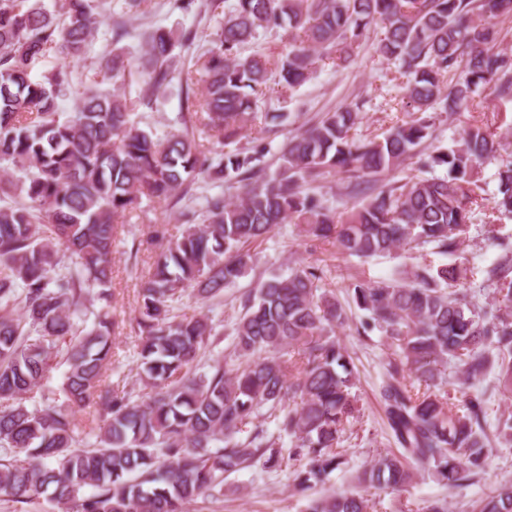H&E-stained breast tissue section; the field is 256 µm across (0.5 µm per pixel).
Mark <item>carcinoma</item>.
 I'll list each match as a JSON object with an SVG mask.
<instances>
[{
    "mask_svg": "<svg viewBox=\"0 0 512 512\" xmlns=\"http://www.w3.org/2000/svg\"><path fill=\"white\" fill-rule=\"evenodd\" d=\"M98 8L99 0H53L51 8L0 0V200L9 199L0 205V496L27 504L46 495L59 512H187L258 462L267 470L305 462L303 491L325 482L361 409L353 358L334 336L345 309L336 296L316 294L323 270L273 273L245 293L231 352L204 371L214 328L205 315L176 316L175 305L188 290L203 303L222 297L252 269L250 246L280 224H299L360 259L429 244L453 254L472 214L484 210L479 170L493 160L486 233L501 253L480 285L493 303L478 300L457 262L417 264L349 288L362 311L358 333L377 331L392 349L380 395L398 452L378 454L362 474L364 489H402L418 466L450 490L483 472L491 442L512 445V412L490 425L487 403L469 393L495 370L512 394V242L493 224L512 215V151L489 118L446 149L421 146L439 113L458 114L484 89L512 100V54L495 49L493 23L512 14V0H235L190 70L176 49L195 34L150 28L137 66L146 91L178 77L184 93L180 130L164 135L132 119L144 100L98 83L64 117L58 99L72 89V73L55 66L32 74L35 61L60 55L90 61L104 82L125 80L132 67L123 51L89 56ZM372 24L381 26L377 52L407 77L410 119L376 139L357 133L356 109L328 112L288 138L267 171L268 133L286 120L268 112L265 127L251 125L269 74L291 95L320 55L349 64ZM281 28L292 35L285 52L242 56L260 33ZM246 133L248 147H214ZM409 160L419 174L392 179ZM332 172L345 175L344 200L322 191ZM199 179L219 192L200 211L184 206L174 238L155 229L165 244L139 289L132 330L146 392L134 401L103 380L112 359V244L142 199L178 205ZM62 344L67 370L60 388L46 391ZM295 347L299 359H282ZM85 408L79 431L71 413ZM369 508L365 494L334 493L310 500L307 512ZM474 509L512 512V483ZM399 512H448V502L408 498Z\"/></svg>",
    "mask_w": 512,
    "mask_h": 512,
    "instance_id": "carcinoma-1",
    "label": "carcinoma"
}]
</instances>
